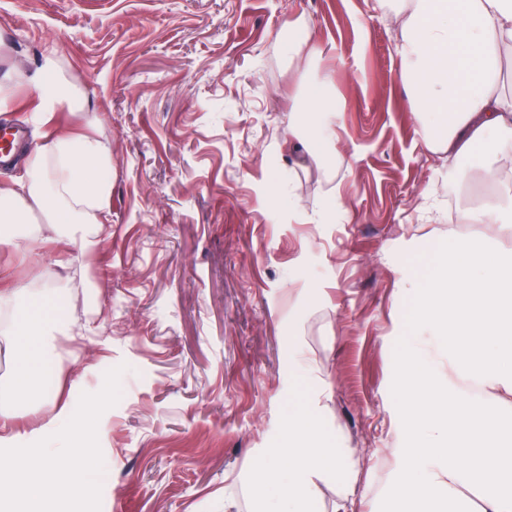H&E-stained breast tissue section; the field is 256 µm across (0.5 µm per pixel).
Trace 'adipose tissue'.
<instances>
[{"label": "adipose tissue", "instance_id": "obj_1", "mask_svg": "<svg viewBox=\"0 0 512 512\" xmlns=\"http://www.w3.org/2000/svg\"><path fill=\"white\" fill-rule=\"evenodd\" d=\"M381 12L400 20L396 52L410 111L426 118L423 139L434 154L456 160L475 146L493 158L512 155V94L501 86L500 55L512 45V0H375ZM35 102V138L22 176L0 188V248L23 251L27 239H53L63 247L94 253L109 233L106 216L112 199V152L100 135L101 117L86 107L84 95L55 51L38 64L16 59L0 72V111L9 109L17 88ZM68 113L74 128L50 130L57 113ZM289 138L313 134L316 156L336 152L333 77L323 73L302 104L293 106ZM41 211L44 223L31 227ZM42 275L33 265L28 279L0 286V313L14 324L0 338V352L11 373L0 382V441L14 438V404L43 401L39 383L52 368L46 336L59 329L54 314L63 302L55 290L42 294L36 311L32 285ZM336 484L334 512H348L357 473L349 454L327 446L271 448L255 470L263 495L258 512H316L321 482Z\"/></svg>", "mask_w": 512, "mask_h": 512}]
</instances>
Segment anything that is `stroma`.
Masks as SVG:
<instances>
[{
	"mask_svg": "<svg viewBox=\"0 0 512 512\" xmlns=\"http://www.w3.org/2000/svg\"><path fill=\"white\" fill-rule=\"evenodd\" d=\"M394 20L373 0H0L9 57L55 50L100 114L112 226L97 252H36L42 287L72 293L51 336L52 390L79 398L128 369L98 423L101 512H252L248 483L289 444L351 449L352 512H380L404 432L391 385L410 301L449 222L483 183L479 154L449 178L399 79ZM300 39L309 68L281 45ZM314 70L335 80L332 175L307 138L282 145ZM314 373L295 370L294 352ZM319 428L317 417L308 411L300 410L289 413L288 431L296 437H309Z\"/></svg>",
	"mask_w": 512,
	"mask_h": 512,
	"instance_id": "stroma-1",
	"label": "stroma"
}]
</instances>
